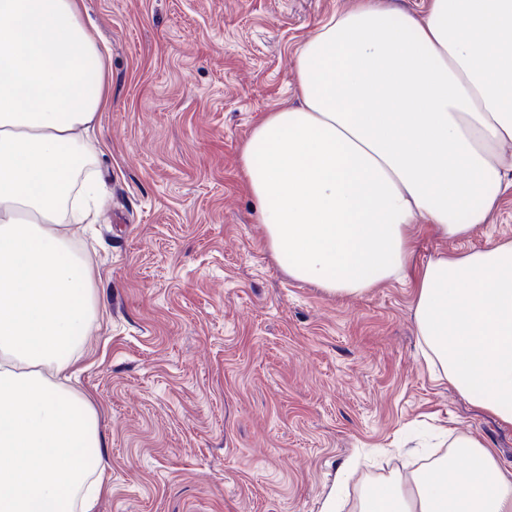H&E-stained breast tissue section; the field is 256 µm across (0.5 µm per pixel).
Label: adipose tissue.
<instances>
[{"label": "adipose tissue", "mask_w": 512, "mask_h": 512, "mask_svg": "<svg viewBox=\"0 0 512 512\" xmlns=\"http://www.w3.org/2000/svg\"><path fill=\"white\" fill-rule=\"evenodd\" d=\"M86 0H0V512H92L103 439L64 379L93 318L70 225L98 182L82 145L110 104ZM298 102L241 151L269 250L296 280L360 295L406 277L418 218L448 238L512 186V0H357L296 51ZM426 359L512 425V240L438 255L418 275ZM427 474L385 481L360 512H512V471L473 437Z\"/></svg>", "instance_id": "adipose-tissue-1"}]
</instances>
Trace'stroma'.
<instances>
[{
  "label": "stroma",
  "mask_w": 512,
  "mask_h": 512,
  "mask_svg": "<svg viewBox=\"0 0 512 512\" xmlns=\"http://www.w3.org/2000/svg\"><path fill=\"white\" fill-rule=\"evenodd\" d=\"M352 0H86L111 105L91 244L94 319L73 386L104 437L97 512H359L366 489L426 471L469 434L512 469V425L435 379L413 277L359 296L293 280L244 186L254 124L294 100L300 42ZM512 238L420 232L413 264ZM360 467L344 475L346 463Z\"/></svg>",
  "instance_id": "35a3bbf8"
}]
</instances>
